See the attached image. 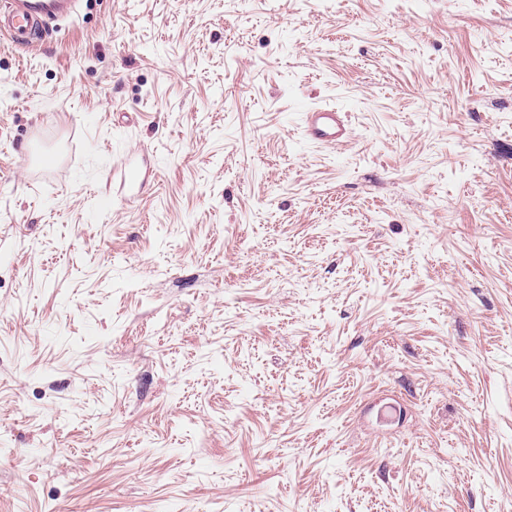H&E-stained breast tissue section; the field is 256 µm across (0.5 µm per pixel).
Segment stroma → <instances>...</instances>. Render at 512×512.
<instances>
[{
	"instance_id": "obj_1",
	"label": "stroma",
	"mask_w": 512,
	"mask_h": 512,
	"mask_svg": "<svg viewBox=\"0 0 512 512\" xmlns=\"http://www.w3.org/2000/svg\"><path fill=\"white\" fill-rule=\"evenodd\" d=\"M0 512H512V0L0 45ZM304 132L309 140L323 145H337L351 138L346 112L324 106L306 109Z\"/></svg>"
}]
</instances>
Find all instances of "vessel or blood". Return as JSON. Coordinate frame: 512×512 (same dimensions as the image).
I'll return each instance as SVG.
<instances>
[{
	"mask_svg": "<svg viewBox=\"0 0 512 512\" xmlns=\"http://www.w3.org/2000/svg\"><path fill=\"white\" fill-rule=\"evenodd\" d=\"M69 12L68 0H0V42L28 45L46 18ZM304 132L309 140L323 145H336L351 137L346 113L324 106L306 109Z\"/></svg>",
	"mask_w": 512,
	"mask_h": 512,
	"instance_id": "obj_1",
	"label": "vessel or blood"
}]
</instances>
